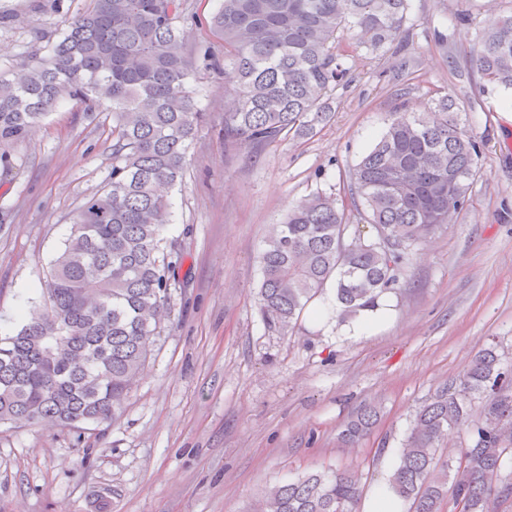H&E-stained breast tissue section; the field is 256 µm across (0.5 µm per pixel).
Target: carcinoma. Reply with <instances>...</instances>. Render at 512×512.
I'll return each mask as SVG.
<instances>
[{
    "label": "carcinoma",
    "instance_id": "obj_1",
    "mask_svg": "<svg viewBox=\"0 0 512 512\" xmlns=\"http://www.w3.org/2000/svg\"><path fill=\"white\" fill-rule=\"evenodd\" d=\"M408 10L409 0H221L210 19L224 42L221 64L211 47L185 41L186 0H91L45 55L0 68L3 171L15 165L11 146L60 104L112 112L107 183L79 207L50 264L44 306L0 337V423L114 420L142 378L178 276L179 260L161 243L167 190L183 178L204 118L193 88L199 72L224 69V93L234 99L224 141L255 148L312 136L330 121V96L350 72L339 31L359 30L378 52L400 37ZM470 64L512 91V15L481 30ZM458 112L444 95L431 112L390 113L346 172L356 214L318 190L270 227L256 296L269 326L294 328L327 289L341 322L401 290L411 252L464 209L480 171V142ZM355 221L382 225L392 249L352 242ZM476 395L484 401L477 417ZM376 419L373 407L358 412L343 440L358 441ZM462 430L465 460L440 461L441 445ZM387 487L404 512H442L448 494L465 512H497L512 499V373L496 347L480 350L460 380L418 409ZM362 493L354 470L315 472L269 488L261 512H357Z\"/></svg>",
    "mask_w": 512,
    "mask_h": 512
}]
</instances>
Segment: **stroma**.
<instances>
[{
	"instance_id": "35a3bbf8",
	"label": "stroma",
	"mask_w": 512,
	"mask_h": 512,
	"mask_svg": "<svg viewBox=\"0 0 512 512\" xmlns=\"http://www.w3.org/2000/svg\"><path fill=\"white\" fill-rule=\"evenodd\" d=\"M90 0H0V66L44 53ZM185 39L224 44L208 21L219 0H187ZM470 19L458 23L459 7ZM512 0H410L407 39L376 54L344 30L350 73L314 136L259 148L224 140V77L200 74L205 120L170 194L164 237L181 256L146 377L118 419L62 429L0 423V512H257L267 489L310 472L353 469L365 493L387 479L418 408L506 348L512 372V92L467 64L480 31ZM451 95L483 140L470 199L418 246L390 321L369 335L303 313L268 327L255 304L271 225L319 189L351 209L345 172L390 112L428 111ZM0 172V336L41 305L73 215L112 169V115L59 105ZM378 420L359 443L340 433L365 405Z\"/></svg>"
}]
</instances>
